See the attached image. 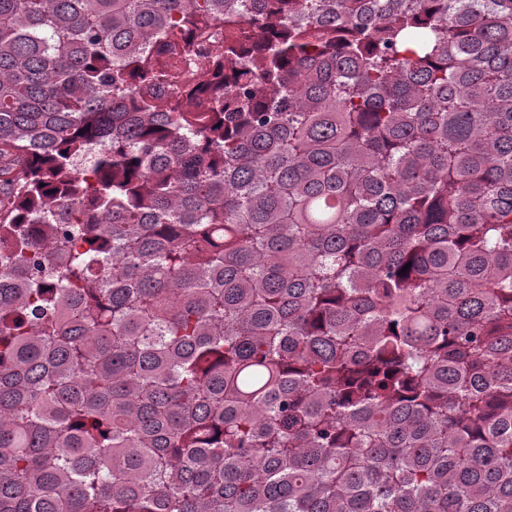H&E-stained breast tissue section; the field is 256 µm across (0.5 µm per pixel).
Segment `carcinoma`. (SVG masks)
Segmentation results:
<instances>
[{"instance_id": "cac0c4a2", "label": "carcinoma", "mask_w": 512, "mask_h": 512, "mask_svg": "<svg viewBox=\"0 0 512 512\" xmlns=\"http://www.w3.org/2000/svg\"><path fill=\"white\" fill-rule=\"evenodd\" d=\"M0 512H512V0H0Z\"/></svg>"}]
</instances>
